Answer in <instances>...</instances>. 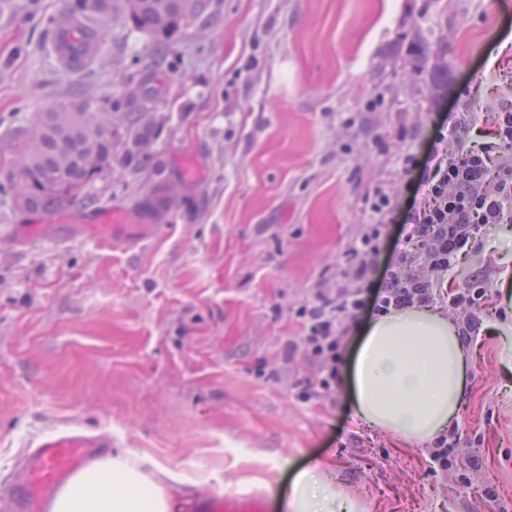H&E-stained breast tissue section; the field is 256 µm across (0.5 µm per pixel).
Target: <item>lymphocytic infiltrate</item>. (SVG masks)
<instances>
[{"instance_id":"lymphocytic-infiltrate-1","label":"lymphocytic infiltrate","mask_w":512,"mask_h":512,"mask_svg":"<svg viewBox=\"0 0 512 512\" xmlns=\"http://www.w3.org/2000/svg\"><path fill=\"white\" fill-rule=\"evenodd\" d=\"M493 90L494 111L461 112L437 127L425 164L410 152L399 155L405 170H421V200L399 225L390 261L380 264L379 256L395 201L378 187L349 249L344 283L315 284L311 300L300 308L301 343L285 351H302L315 370L306 398L335 394L342 342L349 322L359 316L438 304L462 311L464 339L478 332L475 312L486 304L489 282L480 274L461 278L459 267L478 236L491 226L512 224V82L494 84ZM474 129L485 140L464 145V134Z\"/></svg>"}]
</instances>
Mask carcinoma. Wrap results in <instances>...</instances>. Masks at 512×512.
I'll use <instances>...</instances> for the list:
<instances>
[{
    "label": "carcinoma",
    "mask_w": 512,
    "mask_h": 512,
    "mask_svg": "<svg viewBox=\"0 0 512 512\" xmlns=\"http://www.w3.org/2000/svg\"><path fill=\"white\" fill-rule=\"evenodd\" d=\"M200 0H139L134 7L129 0H112L110 11L121 14L134 28L157 39H169L181 25L198 17ZM425 59H435L432 74L434 87L448 85V64L445 52L431 50L422 41ZM121 102H115L118 118L127 130L136 150H127L125 167L140 170L153 158L151 145L156 134L147 112H122ZM13 166L18 180L9 185L0 183V195L27 199L28 210L50 215L73 204L79 192L111 166L112 122L101 120L88 112V104L77 110L69 105L46 113L30 132H20Z\"/></svg>",
    "instance_id": "cac0c4a2"
}]
</instances>
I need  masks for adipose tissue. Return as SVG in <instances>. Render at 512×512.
Wrapping results in <instances>:
<instances>
[{
    "mask_svg": "<svg viewBox=\"0 0 512 512\" xmlns=\"http://www.w3.org/2000/svg\"><path fill=\"white\" fill-rule=\"evenodd\" d=\"M473 367L447 310L396 309L360 330L347 382L356 423L420 448L456 428ZM168 490L142 470L134 453L107 457L76 476L51 512H172ZM287 512H366L331 466L294 472Z\"/></svg>",
    "mask_w": 512,
    "mask_h": 512,
    "instance_id": "ef3b65f1",
    "label": "adipose tissue"
}]
</instances>
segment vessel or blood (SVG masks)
<instances>
[{
  "mask_svg": "<svg viewBox=\"0 0 512 512\" xmlns=\"http://www.w3.org/2000/svg\"><path fill=\"white\" fill-rule=\"evenodd\" d=\"M102 49L100 31L86 30L84 24L57 13L52 22L51 50L58 63L77 69L96 57ZM79 221L88 222L94 236L112 244L120 240L119 214L112 212L87 216L79 212ZM111 442L102 436L65 432L47 436L26 457L23 508L25 512H46L50 502L70 481L92 464L100 449ZM204 512H271L268 500L257 494L215 493L204 504Z\"/></svg>",
  "mask_w": 512,
  "mask_h": 512,
  "instance_id": "b4317fda",
  "label": "vessel or blood"
}]
</instances>
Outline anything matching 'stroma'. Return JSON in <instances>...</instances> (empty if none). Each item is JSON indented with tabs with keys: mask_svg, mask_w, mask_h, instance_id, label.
Instances as JSON below:
<instances>
[{
	"mask_svg": "<svg viewBox=\"0 0 512 512\" xmlns=\"http://www.w3.org/2000/svg\"><path fill=\"white\" fill-rule=\"evenodd\" d=\"M65 0H0V181L13 131L87 101L149 110L154 167L104 169L83 194L96 211L161 225L123 248L0 198V492L43 437L110 436L108 453L164 468L180 512L223 484L274 495L287 464L320 461L368 512H512V359L490 327L489 296L452 466L357 427L346 382L334 400H303L314 377L297 309L315 283L342 280L377 186L399 209L439 119L493 105L484 69L512 80V0H204L167 42L124 20L99 58L60 67L49 30ZM448 54V90L406 65L417 37ZM150 75L160 95L142 102ZM352 126H344L345 118ZM40 225L30 236V225ZM512 230L482 237L467 267L498 284Z\"/></svg>",
	"mask_w": 512,
	"mask_h": 512,
	"instance_id": "obj_1",
	"label": "stroma"
}]
</instances>
